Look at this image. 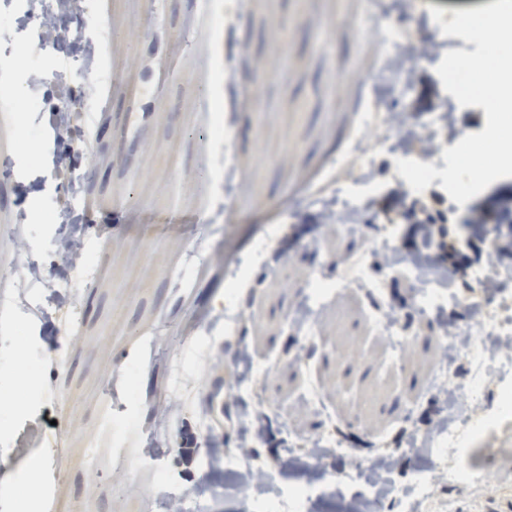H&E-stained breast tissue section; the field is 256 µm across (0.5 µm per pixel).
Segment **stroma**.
Returning a JSON list of instances; mask_svg holds the SVG:
<instances>
[{"instance_id": "35a3bbf8", "label": "stroma", "mask_w": 512, "mask_h": 512, "mask_svg": "<svg viewBox=\"0 0 512 512\" xmlns=\"http://www.w3.org/2000/svg\"><path fill=\"white\" fill-rule=\"evenodd\" d=\"M492 2L408 0L403 12L399 0H247L224 29L206 0H82L68 25L104 51L94 111L73 113L64 127L54 120L62 92L54 75L75 54L37 44L36 30L18 33L0 57V83L15 93L0 107V395L10 398L0 411V512H164L169 500L186 512H261V493L235 492L236 468L210 461L213 448L236 450L244 408L265 428L252 448L268 487L307 491L299 512H394L418 473L436 480L414 512L433 502L437 512H468L471 499L512 491V426H480L512 373L490 367L481 404L449 409L447 391L468 386L473 364L463 354L446 362L444 332L418 281L382 260L388 228L402 256L420 241L384 210L400 189L403 149L393 130L360 124L357 109L380 99L443 149L481 132L484 109L458 106L435 72L446 52L475 46L443 35L430 11L450 19ZM393 24L438 46L416 64L403 100L385 80L378 37ZM130 81L148 95H130ZM218 109L229 136L209 131ZM19 135L32 152L18 150ZM84 139L85 158L74 153ZM65 152L83 182L74 195L57 165ZM349 152L359 177L327 187ZM326 197L336 201L330 223ZM507 205L512 178L465 205L449 202V237L474 239L482 229L471 213ZM67 209L85 219L87 261L77 267L57 248ZM350 210L358 225L343 223ZM354 258L362 278L344 281ZM499 269L492 291L461 277V301L439 308L448 320L489 327L498 301L512 298V252ZM317 273L328 288L314 294ZM234 284L243 315L229 327ZM374 294L410 324L404 349L377 326ZM20 346L31 359L27 383L15 376ZM213 381L220 427L206 400ZM313 386L323 406L308 403ZM456 427L458 451L439 460L432 440ZM383 456L394 466L391 491L378 499L365 474ZM36 466L55 470L49 492L37 487ZM451 466L470 479L442 481Z\"/></svg>"}]
</instances>
